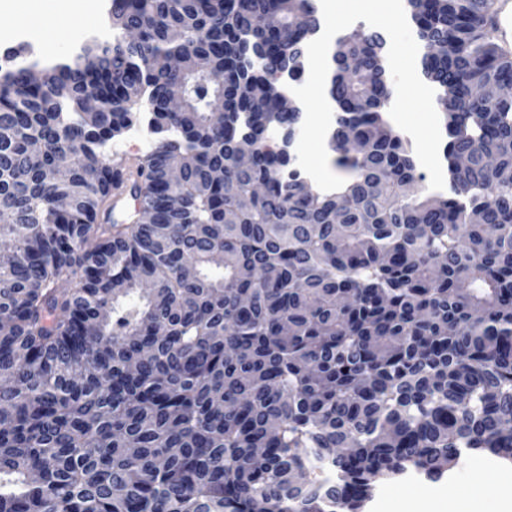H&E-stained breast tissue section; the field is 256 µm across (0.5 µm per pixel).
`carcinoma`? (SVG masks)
Segmentation results:
<instances>
[{"label":"carcinoma","mask_w":512,"mask_h":512,"mask_svg":"<svg viewBox=\"0 0 512 512\" xmlns=\"http://www.w3.org/2000/svg\"><path fill=\"white\" fill-rule=\"evenodd\" d=\"M406 2L463 197L410 192L377 31L334 53L344 185L269 146L311 0H112L110 38L0 66V512H359L408 467L512 461V98L474 96L512 55L491 0ZM142 101L131 179L107 146Z\"/></svg>","instance_id":"1"}]
</instances>
